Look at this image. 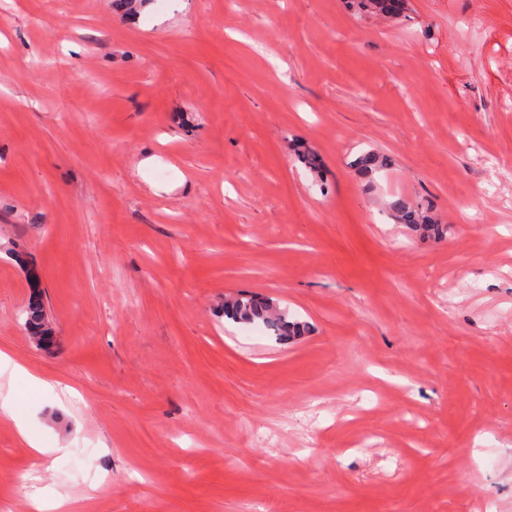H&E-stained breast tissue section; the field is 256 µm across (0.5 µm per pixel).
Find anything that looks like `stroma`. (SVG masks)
I'll return each instance as SVG.
<instances>
[{"label": "stroma", "mask_w": 512, "mask_h": 512, "mask_svg": "<svg viewBox=\"0 0 512 512\" xmlns=\"http://www.w3.org/2000/svg\"><path fill=\"white\" fill-rule=\"evenodd\" d=\"M0 351V512H512V0H6ZM351 3L359 12L396 17L403 12L405 0H353ZM298 160L313 176H322L323 163L320 155L303 141H297L294 149ZM392 216L399 224L419 234L423 238L440 239L448 232L446 224H439L431 215L433 205L413 203L404 197H399L391 203ZM27 281L30 294L26 309L25 328L37 346H41L43 343L49 345L52 331L44 314L43 292L38 271L34 268L30 269ZM224 317L236 323H261L277 340L286 343L301 336L307 328L271 298L253 294H238L225 300Z\"/></svg>", "instance_id": "obj_1"}]
</instances>
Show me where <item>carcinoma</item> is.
I'll use <instances>...</instances> for the list:
<instances>
[{
	"mask_svg": "<svg viewBox=\"0 0 512 512\" xmlns=\"http://www.w3.org/2000/svg\"><path fill=\"white\" fill-rule=\"evenodd\" d=\"M356 10L363 13H378L396 17L404 10L405 0H352ZM295 153L305 169L315 177L322 176L323 163L320 155L298 141ZM386 163V158L376 153L367 152L360 155L354 163L355 169L364 178H371L373 173ZM392 216L409 230L423 238L440 239L448 232V225L438 223L432 217V203H414L399 197L391 203ZM30 294L26 309L25 328L32 341L40 346L49 344L51 328L44 314L43 292L37 270L30 269L27 275ZM224 317L236 323H261L276 339L290 342L301 336L306 325L289 316L272 299L253 294H238L224 301Z\"/></svg>",
	"mask_w": 512,
	"mask_h": 512,
	"instance_id": "obj_1",
	"label": "carcinoma"
}]
</instances>
